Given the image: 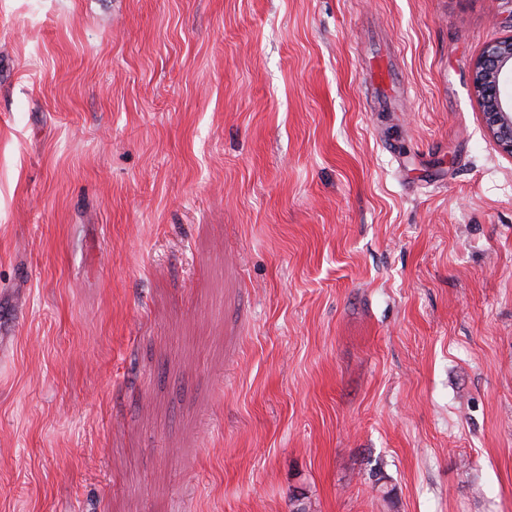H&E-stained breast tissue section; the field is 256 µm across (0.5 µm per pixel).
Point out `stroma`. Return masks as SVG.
<instances>
[{"mask_svg":"<svg viewBox=\"0 0 512 512\" xmlns=\"http://www.w3.org/2000/svg\"><path fill=\"white\" fill-rule=\"evenodd\" d=\"M509 35L512 0H0V512H512V157L470 90Z\"/></svg>","mask_w":512,"mask_h":512,"instance_id":"obj_1","label":"stroma"}]
</instances>
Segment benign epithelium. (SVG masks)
Masks as SVG:
<instances>
[{"instance_id": "7a95c632", "label": "benign epithelium", "mask_w": 512, "mask_h": 512, "mask_svg": "<svg viewBox=\"0 0 512 512\" xmlns=\"http://www.w3.org/2000/svg\"><path fill=\"white\" fill-rule=\"evenodd\" d=\"M471 90L494 143L512 156V35L486 45L473 64Z\"/></svg>"}]
</instances>
